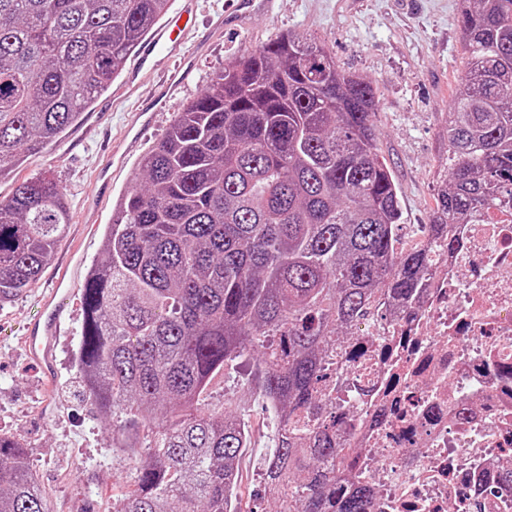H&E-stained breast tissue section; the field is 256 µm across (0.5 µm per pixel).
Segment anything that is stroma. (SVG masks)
Listing matches in <instances>:
<instances>
[{"instance_id": "stroma-1", "label": "stroma", "mask_w": 512, "mask_h": 512, "mask_svg": "<svg viewBox=\"0 0 512 512\" xmlns=\"http://www.w3.org/2000/svg\"><path fill=\"white\" fill-rule=\"evenodd\" d=\"M229 7V0H196L185 42L157 47L144 64L129 58L77 125L0 179L5 198L28 178L54 176L72 214L38 282L0 309V434L27 449L49 512H112L113 498L129 487L112 465V427L78 383L79 289L102 257L104 228L135 164L225 60L294 32L325 43L344 69L371 81L378 100V145L400 187L399 246L409 249L427 234L436 174L444 162V122L464 72L457 0H270L267 9L242 18L228 16ZM220 17L225 23L219 27ZM174 73L184 75V83L176 94L161 97L163 82ZM140 112L150 113L148 123L137 121ZM63 270L75 291L57 338L54 369L47 374L29 358L24 326ZM254 371L251 360L229 364L205 396L213 407L226 401L237 406L250 425L252 446L241 460V512H263L261 462L273 445L266 401L251 385Z\"/></svg>"}]
</instances>
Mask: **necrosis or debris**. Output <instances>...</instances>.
I'll list each match as a JSON object with an SVG mask.
<instances>
[{"mask_svg":"<svg viewBox=\"0 0 512 512\" xmlns=\"http://www.w3.org/2000/svg\"><path fill=\"white\" fill-rule=\"evenodd\" d=\"M455 233L419 303L356 329L324 391L375 512H512V208Z\"/></svg>","mask_w":512,"mask_h":512,"instance_id":"necrosis-or-debris-1","label":"necrosis or debris"}]
</instances>
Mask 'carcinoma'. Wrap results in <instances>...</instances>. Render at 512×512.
<instances>
[{"mask_svg": "<svg viewBox=\"0 0 512 512\" xmlns=\"http://www.w3.org/2000/svg\"><path fill=\"white\" fill-rule=\"evenodd\" d=\"M169 3L0 0V177L93 107ZM457 22L465 73L427 228L450 249L453 225L512 205V0H459ZM376 112L370 81L287 32L225 62L142 155L81 286L80 378L134 462L112 512H239L246 420L199 401L246 356L271 403L275 512H374L349 465L327 466L326 352L386 303L415 304L433 275L431 250L398 247ZM70 222L49 176L0 199V306L32 288ZM0 512H47L3 434Z\"/></svg>", "mask_w": 512, "mask_h": 512, "instance_id": "1", "label": "carcinoma"}]
</instances>
